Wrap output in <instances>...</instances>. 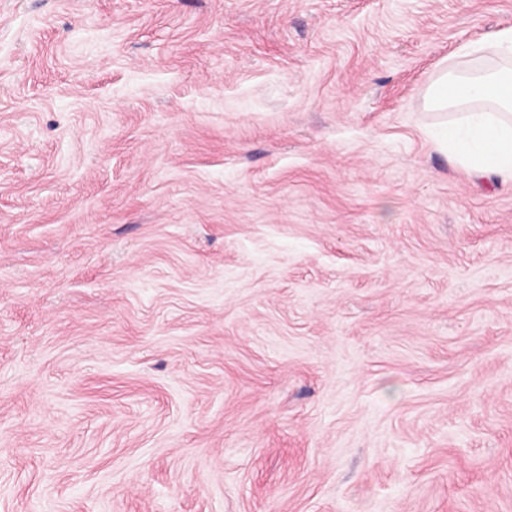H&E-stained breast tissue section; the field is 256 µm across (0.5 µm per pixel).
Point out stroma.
<instances>
[{"label": "stroma", "mask_w": 512, "mask_h": 512, "mask_svg": "<svg viewBox=\"0 0 512 512\" xmlns=\"http://www.w3.org/2000/svg\"><path fill=\"white\" fill-rule=\"evenodd\" d=\"M512 0H0V512H512V182L423 93Z\"/></svg>", "instance_id": "stroma-1"}]
</instances>
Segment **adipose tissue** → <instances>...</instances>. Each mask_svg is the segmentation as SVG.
<instances>
[{
  "instance_id": "adipose-tissue-1",
  "label": "adipose tissue",
  "mask_w": 512,
  "mask_h": 512,
  "mask_svg": "<svg viewBox=\"0 0 512 512\" xmlns=\"http://www.w3.org/2000/svg\"><path fill=\"white\" fill-rule=\"evenodd\" d=\"M424 107L463 113L438 139L453 163L512 179V28L460 47L428 84Z\"/></svg>"
}]
</instances>
